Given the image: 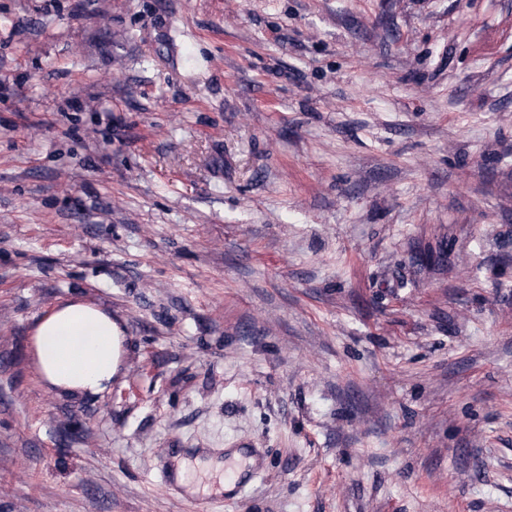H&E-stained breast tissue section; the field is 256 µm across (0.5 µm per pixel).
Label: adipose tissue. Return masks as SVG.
<instances>
[{
  "label": "adipose tissue",
  "instance_id": "adipose-tissue-1",
  "mask_svg": "<svg viewBox=\"0 0 512 512\" xmlns=\"http://www.w3.org/2000/svg\"><path fill=\"white\" fill-rule=\"evenodd\" d=\"M124 331L110 313L84 301H66L40 318L33 331L39 375L50 391L98 394L119 372Z\"/></svg>",
  "mask_w": 512,
  "mask_h": 512
}]
</instances>
